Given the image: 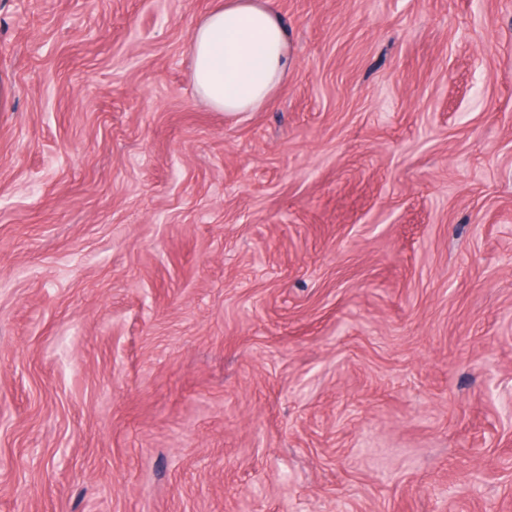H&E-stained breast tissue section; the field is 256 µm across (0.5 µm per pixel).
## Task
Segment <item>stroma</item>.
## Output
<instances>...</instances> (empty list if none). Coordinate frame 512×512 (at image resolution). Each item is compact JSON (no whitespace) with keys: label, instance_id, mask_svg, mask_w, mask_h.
<instances>
[{"label":"stroma","instance_id":"stroma-1","mask_svg":"<svg viewBox=\"0 0 512 512\" xmlns=\"http://www.w3.org/2000/svg\"><path fill=\"white\" fill-rule=\"evenodd\" d=\"M0 0V512H512V0ZM187 51L197 94L220 112L269 103L292 63L272 0H225L193 29Z\"/></svg>","mask_w":512,"mask_h":512}]
</instances>
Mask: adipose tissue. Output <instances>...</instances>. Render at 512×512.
<instances>
[{
	"instance_id": "1",
	"label": "adipose tissue",
	"mask_w": 512,
	"mask_h": 512,
	"mask_svg": "<svg viewBox=\"0 0 512 512\" xmlns=\"http://www.w3.org/2000/svg\"><path fill=\"white\" fill-rule=\"evenodd\" d=\"M197 94L220 112L269 103L292 63L288 31L272 0H224L188 42Z\"/></svg>"
}]
</instances>
